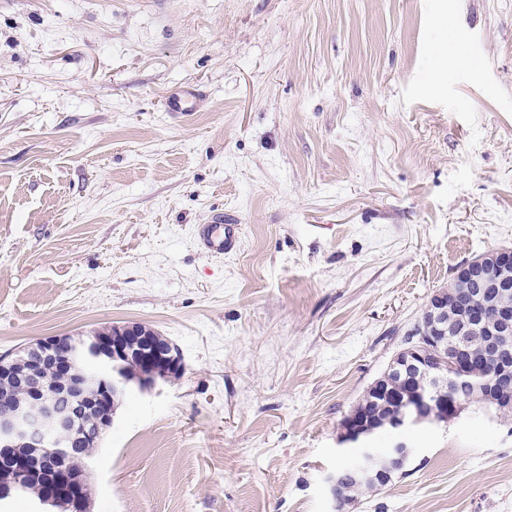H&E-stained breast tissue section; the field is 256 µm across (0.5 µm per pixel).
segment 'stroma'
Returning <instances> with one entry per match:
<instances>
[{"mask_svg": "<svg viewBox=\"0 0 512 512\" xmlns=\"http://www.w3.org/2000/svg\"><path fill=\"white\" fill-rule=\"evenodd\" d=\"M497 249L512 0H0V356L139 322L185 366L118 408L90 512H333L343 418ZM408 438L354 512H512V419ZM200 98V94L194 89L174 93L166 101V110L174 118L186 117L195 110ZM196 244L215 256H224V252L233 248L238 236V225L224 226L223 213L217 214L211 224L197 226L195 229Z\"/></svg>", "mask_w": 512, "mask_h": 512, "instance_id": "obj_1", "label": "stroma"}]
</instances>
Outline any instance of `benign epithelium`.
<instances>
[{
	"instance_id": "7a95c632",
	"label": "benign epithelium",
	"mask_w": 512,
	"mask_h": 512,
	"mask_svg": "<svg viewBox=\"0 0 512 512\" xmlns=\"http://www.w3.org/2000/svg\"><path fill=\"white\" fill-rule=\"evenodd\" d=\"M484 281L491 299L469 312L476 326L486 328L485 350L489 371L483 385L489 391L512 383V303L504 298L512 291V250L502 249L485 254L465 264L455 275L454 287L466 288L468 281ZM446 292L434 294L423 310L418 326L420 333L392 358L386 376L401 378L420 371L429 375V382L402 400L404 409L386 421L389 435L396 437L377 458L362 455L359 476L368 480H392L402 471L416 448L403 435L424 422H446L461 408L459 399L444 391L446 370L457 369L453 361H444L439 351L448 339L441 325L446 308ZM140 335L139 324H123L116 334L108 336L96 330L90 336H50L28 345L38 354L30 367L17 375L18 385L31 391L6 413L0 414V455H8L23 443L33 454L16 463L12 484L0 491V500L25 495L31 476H42L46 491L35 498L33 512H50L62 507L79 512L84 500L76 472H85L87 461L78 453L77 445L92 437V429L79 428L74 413L62 400H89L101 409L100 421L112 424V403L132 391L131 384L142 389L157 380L169 381L181 374L182 357L178 347L168 339L153 342L146 339L141 347L129 346L127 336ZM78 362L95 365V371H81L65 376L56 389L38 384L41 372L50 366L69 368ZM375 434L373 428L354 415L346 417L340 437L342 444H360ZM344 478L341 469L330 473L326 482L333 507L345 512L346 503L338 496Z\"/></svg>"
}]
</instances>
